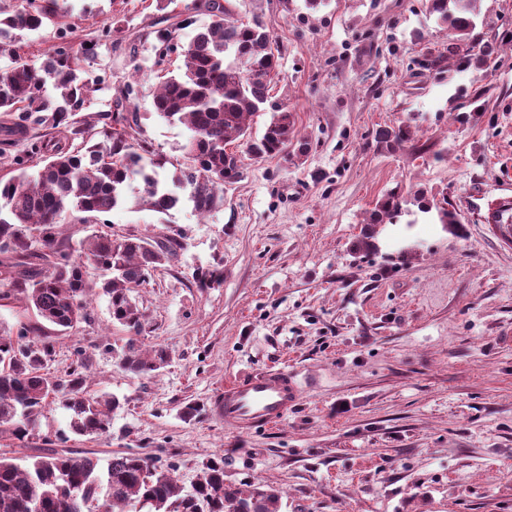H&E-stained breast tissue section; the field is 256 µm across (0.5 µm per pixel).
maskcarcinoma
Masks as SVG:
<instances>
[{"mask_svg":"<svg viewBox=\"0 0 512 512\" xmlns=\"http://www.w3.org/2000/svg\"><path fill=\"white\" fill-rule=\"evenodd\" d=\"M482 0H427V10L448 29V53H429L420 61L425 70L451 65L465 73L489 68L498 48L512 44V26H502L497 37L482 41L473 35ZM192 10L209 16V23L190 39L178 41L177 73L153 89V106L159 117L187 127L190 135L178 156L156 151L141 136L139 115L131 108L134 89L121 92L113 109L100 120L78 121L75 116L87 100L90 82L82 60L93 53L85 45L54 46L44 60L21 59L14 45L27 31L48 23L66 28L65 0H6L0 2V54L15 61L0 70V112L18 113L4 126L3 144L27 139L43 130L40 141L43 165L30 176L22 171L0 178V299L23 296L26 306L43 321L61 331L86 320L94 295L108 298L112 319L134 334L119 356L120 367L151 376L167 363L165 349L145 352L136 345L142 331V314L130 293L146 282L151 271L178 261L184 249L176 237L115 236L96 229L86 236L82 255L74 256L70 242L60 237L63 213L76 210L94 219L126 205L165 213L181 202L185 191L194 212L203 217L224 201V183L238 182L240 160L225 153L230 144L246 142L259 157L283 154L302 160L309 143L297 138L294 112L271 100L268 75L278 69L279 53L273 38L257 19L234 18L233 0H196ZM190 18L152 25L154 48L168 49L177 31L189 27ZM488 90L479 87L460 104L462 124L479 122L487 112ZM270 113L262 134L252 137L254 118ZM412 123L376 131L378 149L389 153L414 140ZM170 169V179L161 172ZM399 190L383 195L364 220L356 249L376 248V227L395 224L407 212ZM437 223L457 230L462 221L440 199L425 191L413 197ZM38 239L31 238L32 232ZM24 332L13 337L0 329V439L26 442L35 436L37 419L51 395L63 398L71 411L70 436L93 437L109 428L120 400L86 392L85 376L74 370L65 379L42 373L53 345L23 342ZM280 492L252 482L233 484L224 479V458L204 464L190 494L173 476V469L156 465L135 453L112 455L101 471L88 457L51 451L34 456L25 465L0 457V512H115L134 500L139 512H281Z\"/></svg>","mask_w":512,"mask_h":512,"instance_id":"cac0c4a2","label":"carcinoma"}]
</instances>
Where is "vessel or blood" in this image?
Wrapping results in <instances>:
<instances>
[{"instance_id": "vessel-or-blood-1", "label": "vessel or blood", "mask_w": 512, "mask_h": 512, "mask_svg": "<svg viewBox=\"0 0 512 512\" xmlns=\"http://www.w3.org/2000/svg\"><path fill=\"white\" fill-rule=\"evenodd\" d=\"M301 387L287 371L269 368L224 382L222 396L211 403L214 414L233 434L268 430L281 423L299 402Z\"/></svg>"}]
</instances>
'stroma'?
Here are the masks:
<instances>
[{"label": "stroma", "mask_w": 512, "mask_h": 512, "mask_svg": "<svg viewBox=\"0 0 512 512\" xmlns=\"http://www.w3.org/2000/svg\"><path fill=\"white\" fill-rule=\"evenodd\" d=\"M235 5L276 42L272 96L292 108L311 149L297 161L238 146L243 177L205 217L186 200L165 213L116 209L92 226L64 216L74 245L96 229L176 234L184 249L131 294L141 348L169 353L150 378L119 368L130 333L105 297L65 332L21 301L0 305V324L50 337L48 376L85 364L88 391L123 403L106 433L52 448L103 466L116 452L147 456L173 466L187 491L221 456L226 481L280 490L282 512H512V246L487 221L512 201V47L488 70L428 71L419 62L447 50L448 31L425 0H323L315 12L306 0ZM67 6L72 46L97 43L84 64L98 85L86 115L109 111L136 82L143 137L178 155L189 131L157 117L150 93L161 75L144 38L155 0ZM118 12L120 40H100ZM475 83L488 88L490 110L459 124L460 91ZM409 119L414 144L377 150V128ZM394 188L409 200L446 193L462 232L420 213L413 225L379 226L376 249L356 251L365 217ZM208 269L223 270L220 287L196 286ZM270 367L300 381L296 408L276 429L225 433L208 409L218 386ZM68 422L61 398L49 397L38 438L0 440V456L21 463L47 452Z\"/></svg>", "instance_id": "35a3bbf8"}]
</instances>
